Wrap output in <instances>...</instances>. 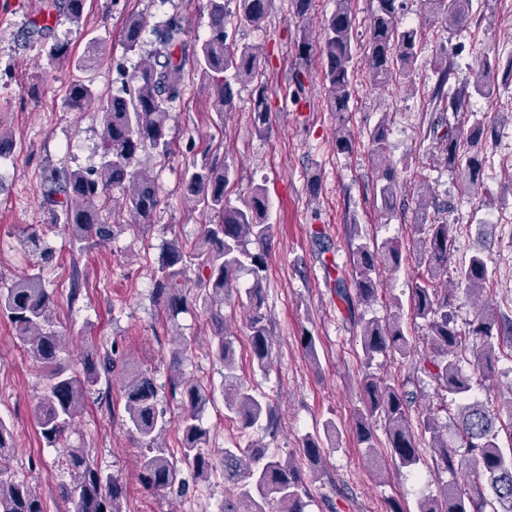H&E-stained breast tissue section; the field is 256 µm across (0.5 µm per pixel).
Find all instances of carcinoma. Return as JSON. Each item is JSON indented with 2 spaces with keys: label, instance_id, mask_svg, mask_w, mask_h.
Wrapping results in <instances>:
<instances>
[{
  "label": "carcinoma",
  "instance_id": "cac0c4a2",
  "mask_svg": "<svg viewBox=\"0 0 512 512\" xmlns=\"http://www.w3.org/2000/svg\"><path fill=\"white\" fill-rule=\"evenodd\" d=\"M336 7L323 23L321 38H311L305 23L315 10V0H291L296 19L304 23L298 41L302 55L319 52L323 61L325 101L328 109L343 117L349 111L354 93L356 52L350 0H335ZM86 0H57L55 8L76 27L82 26ZM269 0H207L209 35L188 53L184 29L177 16L170 17L157 30L159 48L156 59L140 67L130 83L107 99L101 111L102 152L97 166L89 169L58 171L49 175L45 186L47 223L64 224L74 247L84 248L86 241L100 242L112 237V225L104 212L110 210L112 192L123 194V206L134 223L148 227L160 205L156 180L140 166L139 155L149 149L160 157L168 156L173 141L168 125L167 105L179 100L185 91L187 68L197 72L211 89L213 107L219 118L235 107V85H255L253 121L259 133L268 129L270 117L265 84L261 79L263 56L258 46L241 43L228 33V24L259 27L264 22ZM474 0H421L420 10L426 20L457 31L464 29L473 13ZM404 0H376L367 43L366 64L375 85L391 80L413 82L421 66L422 34L418 28L402 25ZM146 22L129 18L123 28V45L129 52L141 43ZM440 62L434 68L435 83L429 99L437 112H459L471 92L491 97L499 90L492 70L499 67L498 57H486L483 72L470 83H451L455 78L454 61L442 48ZM232 72V78L225 73ZM96 99L92 84L86 80L70 83L67 106L73 112L84 111ZM430 125L429 134L440 146L444 162L457 169L461 181L473 188L482 178L480 153L495 129L492 120H475L466 127ZM369 151L377 170L376 197L381 209H395L401 184L398 168L386 154L387 118L381 117L369 131ZM354 141L344 124L336 128V151L350 153ZM230 170L211 163L185 170L184 199L209 218L191 246L178 240L162 249L153 270V295L165 318L174 321L188 310L189 299L201 302L209 317L216 339L213 354L224 365V409L238 424L241 436L255 425L265 423V430L278 428L275 409L267 396L248 385L238 374L232 342L226 333L224 308L244 305L248 309L249 331L255 367L268 370L272 355V338L264 311L269 238L266 224L265 188L254 186L242 205L227 195ZM417 199L414 224L419 236L413 252L426 274L416 280L409 296L413 318L422 319L429 328L432 353L422 360L421 370L432 378L438 389L447 393L457 411V428L453 438L442 429L438 417L429 413L421 427L430 434L435 448V465L441 473H455L459 466H472L470 486L445 484L440 497L420 502L418 512H512V455L498 442L500 411L470 400L471 378L460 367L463 354L470 353L480 378L495 376L501 341L512 334V320L500 317L496 309L486 306L467 323L457 327L453 294L462 291L475 296L485 290L492 278L482 253L475 252L458 262L451 261L449 225L431 214L432 191L425 181L415 185ZM358 243L352 249V279L358 303L369 305L376 300L380 287V269L397 270L402 262V247L393 240H369L354 234ZM38 261L8 288L0 289V318L7 320L26 349L29 358L47 373V382L37 398L34 422L41 435L57 442L85 410L88 395L101 381H121L125 400V422L140 448L139 481L148 491H162L177 480L178 462L161 449L158 439L170 421L161 407L154 372L131 363L112 344L103 355L94 349L85 352L81 368L74 370L63 361L64 336L50 320L54 305L47 288L45 271L55 260V251L41 233L33 228L25 238ZM195 268L194 287L199 292L186 293V271ZM245 271L252 277L250 287L237 288V276ZM451 277L454 288L442 290L438 282ZM361 347L366 365L378 355L388 353L402 357L410 353L402 314L393 313L380 321H363ZM187 346L172 353L170 393L178 398L181 414L176 421L181 462L196 481L207 482L220 473L231 492L224 497L222 512H307L310 498L308 481L302 468L290 457H282L269 445L250 439L236 442L214 457L209 451L210 434L202 416L211 395L200 383L183 376L182 365ZM412 396L401 388L369 372L361 383L360 405L355 410V432L366 454L376 457L372 423L381 422L388 434L391 456L402 467L421 462L412 433L408 410ZM336 435V425L323 424L322 433L303 438V453L311 463L321 461V437ZM63 464L71 476L62 486V496L74 504V512H124L125 490L119 480L103 473L84 448L63 451ZM0 512H44L40 496L30 486L5 476L0 469Z\"/></svg>",
  "mask_w": 512,
  "mask_h": 512
}]
</instances>
